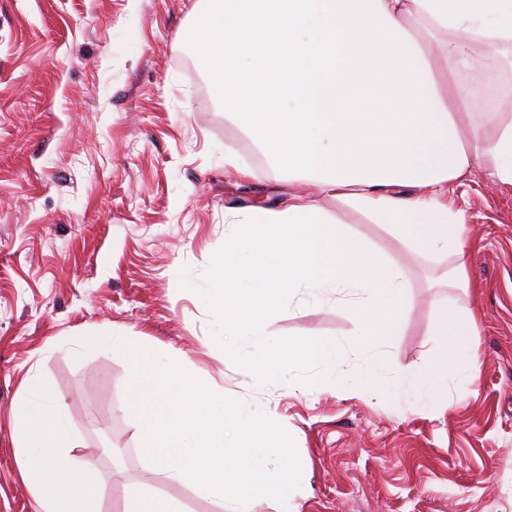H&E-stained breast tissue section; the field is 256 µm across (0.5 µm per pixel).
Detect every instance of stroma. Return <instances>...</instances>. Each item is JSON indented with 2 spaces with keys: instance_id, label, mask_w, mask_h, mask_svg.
<instances>
[{
  "instance_id": "1",
  "label": "stroma",
  "mask_w": 512,
  "mask_h": 512,
  "mask_svg": "<svg viewBox=\"0 0 512 512\" xmlns=\"http://www.w3.org/2000/svg\"><path fill=\"white\" fill-rule=\"evenodd\" d=\"M198 0H0V512H37L12 442L22 379L65 405L104 494L147 484L128 366L82 337L120 332L174 353L225 396L260 406L304 464L291 512H512V185L474 169L456 186L469 289L440 286L430 260L382 224L323 197L331 216L403 268L410 307L382 366L352 347L346 312L280 302L264 319L280 344L336 339L332 381L291 366L259 379L224 343L210 274L228 211L283 207L298 183L226 116L189 33ZM233 154L257 173L239 179ZM480 331L448 349L483 360L478 386L439 367L433 331L447 303Z\"/></svg>"
}]
</instances>
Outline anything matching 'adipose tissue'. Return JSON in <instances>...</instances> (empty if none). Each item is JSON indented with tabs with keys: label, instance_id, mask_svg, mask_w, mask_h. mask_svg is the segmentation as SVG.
Segmentation results:
<instances>
[{
	"label": "adipose tissue",
	"instance_id": "ef3b65f1",
	"mask_svg": "<svg viewBox=\"0 0 512 512\" xmlns=\"http://www.w3.org/2000/svg\"><path fill=\"white\" fill-rule=\"evenodd\" d=\"M196 58L244 120L268 162L310 193L257 208L246 233L224 239L213 300L224 332L268 351L263 316L278 303L263 278L228 287L236 266L278 262L282 288L340 292L359 345L375 353L406 315L403 269L335 222L315 195L346 199L424 256L453 254L448 285L467 283L464 211L449 195L473 166L512 184V120L469 112L471 94L441 85L471 45L512 47V0H204L192 32ZM404 186L412 195L401 194ZM15 440L39 512H101L103 489L77 458L79 431L38 375L20 384Z\"/></svg>",
	"mask_w": 512,
	"mask_h": 512
}]
</instances>
